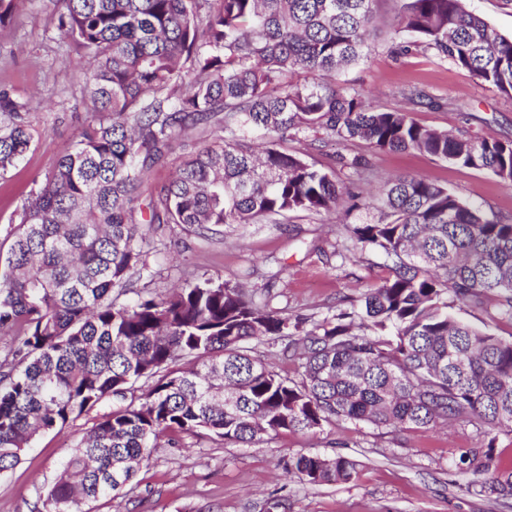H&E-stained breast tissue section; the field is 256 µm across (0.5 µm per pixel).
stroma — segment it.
Here are the masks:
<instances>
[{
	"instance_id": "obj_1",
	"label": "stroma",
	"mask_w": 512,
	"mask_h": 512,
	"mask_svg": "<svg viewBox=\"0 0 512 512\" xmlns=\"http://www.w3.org/2000/svg\"><path fill=\"white\" fill-rule=\"evenodd\" d=\"M401 0H378L377 32L367 59L339 74L340 82L382 109L411 110L431 129L469 132L512 141V99L481 86L469 73L423 52H392ZM52 0H27L13 22L0 27V85L29 99L35 142L21 163L0 177V264L11 244L17 216L35 179L57 162L75 140L87 104L80 88L84 71L67 61L69 51L54 39ZM418 87L441 108H411L405 94ZM471 102L469 112L450 102ZM288 149L332 173L337 183L365 199L351 215L289 214L261 224H230L202 230L182 224L154 228L149 268L133 278L120 300L162 295L172 287L212 278L244 288L259 305L290 318L318 322L332 316L341 300L359 297L387 277L377 254L355 248L346 224L379 219L369 198L379 182L396 176L424 177L512 222V186L491 172L438 160L417 151H378L309 132ZM365 155L368 170L337 165L341 155ZM112 410L104 401L49 432L26 448L19 464L0 474V512H34L75 443ZM174 447L160 449L124 495L92 502V512H512V499L472 496L459 486L471 473L455 465L459 454L479 447L480 428L403 432L393 428L336 422L320 430L283 431L243 447L204 432L181 434ZM296 454L344 455L358 461L348 483L311 486L289 475L284 463Z\"/></svg>"
}]
</instances>
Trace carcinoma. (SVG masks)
Masks as SVG:
<instances>
[{
    "instance_id": "1",
    "label": "carcinoma",
    "mask_w": 512,
    "mask_h": 512,
    "mask_svg": "<svg viewBox=\"0 0 512 512\" xmlns=\"http://www.w3.org/2000/svg\"><path fill=\"white\" fill-rule=\"evenodd\" d=\"M61 42L90 119L24 199L0 272V473L40 435L112 397L116 407L78 441L37 512H89L117 497L165 434L206 431L250 445L264 434L347 421L426 430L474 423L486 448L460 463L464 491L512 498V465L495 455L512 432V339L448 313L494 302L512 320V223L487 216L424 178L383 183V217L348 226L355 247L389 270L299 339L302 320L206 279L164 297L119 304L147 269L143 226L250 224L308 211L331 215L346 192L298 152L263 147L322 130L381 151H419L512 183V141L428 129L381 110L336 74L370 54L376 0H55ZM465 0H406L397 55L420 49L512 98V38ZM25 0H0V26ZM414 106L439 107L423 90ZM202 127L214 135L188 141ZM33 142L29 103L0 87V175ZM188 158L158 192L149 171L177 143ZM263 338L298 364L284 378L249 342ZM190 368H172L177 358ZM148 390L135 396V385ZM288 472L309 484L348 483L349 457L299 454Z\"/></svg>"
}]
</instances>
